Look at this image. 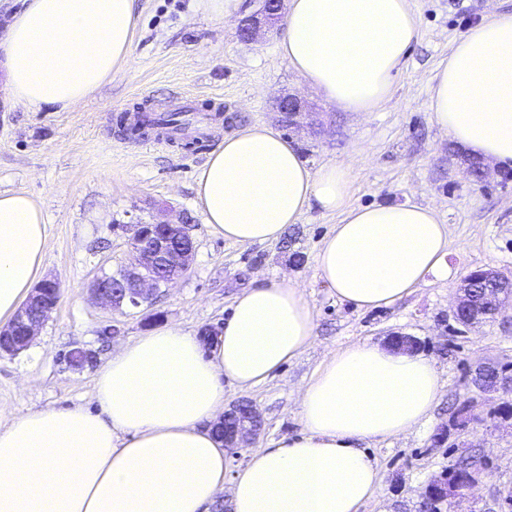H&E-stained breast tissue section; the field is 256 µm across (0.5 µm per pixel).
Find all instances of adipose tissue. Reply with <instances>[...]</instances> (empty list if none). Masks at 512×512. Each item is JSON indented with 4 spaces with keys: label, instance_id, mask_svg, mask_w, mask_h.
Returning <instances> with one entry per match:
<instances>
[{
    "label": "adipose tissue",
    "instance_id": "adipose-tissue-1",
    "mask_svg": "<svg viewBox=\"0 0 512 512\" xmlns=\"http://www.w3.org/2000/svg\"><path fill=\"white\" fill-rule=\"evenodd\" d=\"M134 0H23L6 20L0 67L23 106L69 108L129 64ZM418 35L411 0H290L280 58L331 104L371 112L390 97ZM434 123L484 160L512 162V14L468 28L431 88ZM355 168L311 169L263 125L225 136L195 182L212 231L235 243L279 240L310 210L339 215L315 271L359 311L387 307L455 276L448 228L417 204L348 203ZM47 224L24 192L0 193V325L43 265ZM297 280L256 281L236 295L217 335L174 324L125 342L100 367L84 405L47 407L0 427V512H207L231 488L232 512H360L381 487L368 444L431 416L441 377L417 352L359 340L304 385L301 430L253 452L233 478L212 432L225 386L273 378L313 342Z\"/></svg>",
    "mask_w": 512,
    "mask_h": 512
}]
</instances>
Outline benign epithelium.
<instances>
[{"label":"benign epithelium","instance_id":"7a95c632","mask_svg":"<svg viewBox=\"0 0 512 512\" xmlns=\"http://www.w3.org/2000/svg\"><path fill=\"white\" fill-rule=\"evenodd\" d=\"M283 0H261L258 10L239 20L237 33L241 40L253 42L273 30L282 17ZM275 111L279 120H288V126H300L311 114V107L301 97L284 91L275 98ZM130 242L135 254L134 264L112 278H96L91 284L92 293L104 304L115 310L124 307L138 308L150 304L162 288L169 287L189 269L194 248L179 245L189 236L187 225L178 222L133 224L129 226ZM482 277L497 282L503 288H512V276L478 269L469 272L457 288L454 316L466 326H475L484 320L485 308L500 309L502 294L486 292L478 297L474 292V278ZM59 289L58 283L45 280L38 284L17 312L12 323L0 328V357L14 356L26 349L58 302L48 299L50 290ZM66 358L71 366L82 369L92 362L93 355L77 347ZM470 383L484 393H495L502 400L501 407L512 405V373L495 363H480L471 373ZM263 427L260 414L249 402H239L224 411L216 428L224 433V447L237 449L248 439L257 436ZM459 492L457 486L440 479L429 484L423 501L440 504Z\"/></svg>","mask_w":512,"mask_h":512}]
</instances>
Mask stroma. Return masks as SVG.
Instances as JSON below:
<instances>
[{
  "label": "stroma",
  "instance_id": "stroma-1",
  "mask_svg": "<svg viewBox=\"0 0 512 512\" xmlns=\"http://www.w3.org/2000/svg\"><path fill=\"white\" fill-rule=\"evenodd\" d=\"M417 40L396 76L392 96L375 111L345 112L312 90L280 59L279 32L240 41L236 20L216 22L198 13L194 0H135L138 26L129 65L79 104L38 109L11 103L0 68V192H27L42 209L47 241L41 278L61 286L58 306L27 349L0 359V407L9 417L45 407L93 406L95 366L75 370L65 354L81 346L104 362L122 343L153 327V314L191 332L220 328L235 295L256 280L289 276L305 290L316 320L313 344L275 377L250 390L228 387L229 402L250 401L262 432L227 451L226 475L251 452L297 434L299 395L330 354L354 341L383 343L414 337L443 382L427 423L412 433L370 446L381 488L362 512H420L427 484L449 465L477 461V484L450 498L440 512H512V420L498 415L495 396L468 385L481 362L512 366V300L495 321L461 330L454 318L459 277L474 269L512 274V166L470 177L459 147L429 112L430 87L455 41L491 12L512 13V0H411ZM289 90L312 100L310 126L279 127L271 112L275 93ZM188 93L195 107L221 98L224 118L209 124L205 140L176 139L145 145L128 139L119 123L134 108L169 109L171 96ZM262 124L278 130L311 168L354 162L349 203H417L436 208L448 226L450 265L458 277L430 281L397 303L358 311L342 303L315 275V257L339 221L313 210L289 225L287 240L240 244L213 233L196 209L195 180L208 154L226 134ZM183 220L194 241L188 272L160 290L152 305L112 311L90 293V281L114 275L134 259L125 226ZM471 421L436 433L462 403Z\"/></svg>",
  "mask_w": 512,
  "mask_h": 512
}]
</instances>
